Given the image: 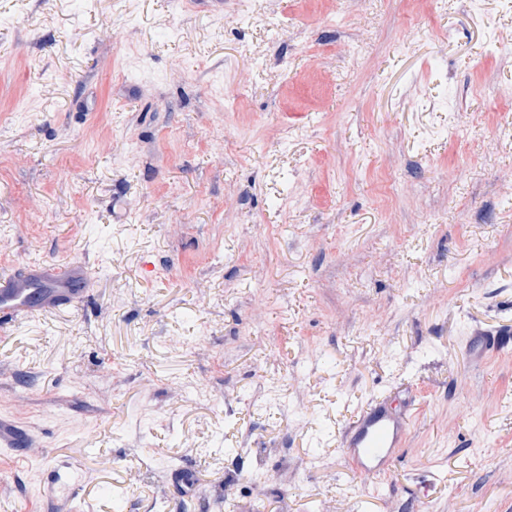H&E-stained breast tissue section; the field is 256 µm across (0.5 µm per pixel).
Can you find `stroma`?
<instances>
[{"instance_id": "35a3bbf8", "label": "stroma", "mask_w": 512, "mask_h": 512, "mask_svg": "<svg viewBox=\"0 0 512 512\" xmlns=\"http://www.w3.org/2000/svg\"><path fill=\"white\" fill-rule=\"evenodd\" d=\"M60 261L0 512H512V0H0V267ZM408 416L394 412L386 399L362 409L343 438V447L355 471L368 476L385 475L402 448Z\"/></svg>"}]
</instances>
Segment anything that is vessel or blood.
<instances>
[{
	"label": "vessel or blood",
	"instance_id": "vessel-or-blood-1",
	"mask_svg": "<svg viewBox=\"0 0 512 512\" xmlns=\"http://www.w3.org/2000/svg\"><path fill=\"white\" fill-rule=\"evenodd\" d=\"M71 274L65 263L54 267L48 281L7 268L0 270V331L13 329L18 319L30 312L34 297H42L46 310L79 302L80 291L68 286ZM407 427V415L394 412L387 401L362 409L343 438L352 468L368 476L386 474L404 443Z\"/></svg>",
	"mask_w": 512,
	"mask_h": 512
}]
</instances>
